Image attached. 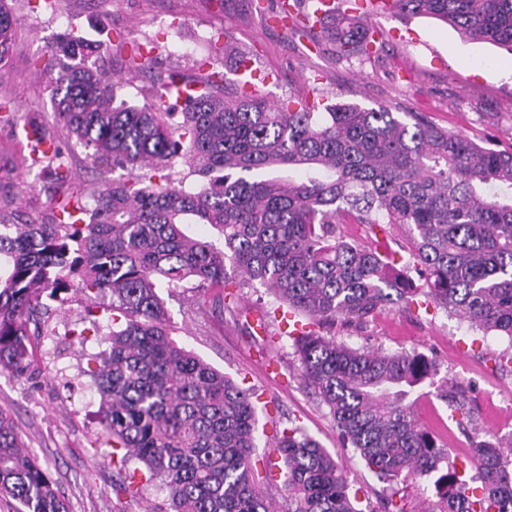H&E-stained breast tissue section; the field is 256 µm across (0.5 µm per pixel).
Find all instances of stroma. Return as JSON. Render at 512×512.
<instances>
[{
    "label": "stroma",
    "mask_w": 512,
    "mask_h": 512,
    "mask_svg": "<svg viewBox=\"0 0 512 512\" xmlns=\"http://www.w3.org/2000/svg\"><path fill=\"white\" fill-rule=\"evenodd\" d=\"M276 0H12L17 33L10 63L0 68V101H11L16 112L35 125L53 127L55 107L46 76L31 63L47 55L64 33L75 30L97 37L112 31V49L99 61L117 77V101L151 105L158 79L197 80L209 71L239 80L234 59L217 61L210 47L214 36L251 51L266 80L262 90L271 100L291 96L374 107L381 103L417 112L434 125L478 140L493 139L498 148L512 146V51L485 41L462 37L457 30L428 17L386 13L368 17L382 35L381 61L337 57L323 29L335 28L327 17L311 33L293 35L272 18ZM135 40L152 50L148 69L127 76L123 60ZM69 157V189H85L107 177L124 178L123 169L95 168L75 140L62 139ZM60 186L32 168L27 140L13 125L0 123V203L9 204L16 223L47 221ZM174 326L173 338L215 369L254 392L258 408L256 458L272 451L278 422L294 418L307 433L337 454L352 488L362 501L381 508L390 489L370 472L352 449L342 448L336 427L319 399L300 382L291 339L277 349L254 343L247 319L267 316L273 330L283 314L262 288L243 289L244 317L225 320L210 315L205 326L194 325L191 310L202 295L160 289ZM57 333L39 337L34 346L35 379L0 373V409L13 417L28 453L47 467L70 512H154L165 506L164 494L147 489L141 500L127 503L116 494V467L102 463L110 452L98 440L99 393L85 369L90 357L110 346L106 335L109 313L99 312L98 330L84 327L86 303L74 291L52 302ZM337 340L353 347H379L388 352L418 350L434 356L439 378L463 388L472 400L475 419L457 424L435 389L422 387L408 402L414 415L431 431L447 424L451 459L462 464L474 437L512 447V368L496 366L498 352L511 344L507 337L485 335L443 309L398 308L379 312L364 328L337 326Z\"/></svg>",
    "instance_id": "1"
}]
</instances>
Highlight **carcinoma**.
<instances>
[{
    "instance_id": "obj_1",
    "label": "carcinoma",
    "mask_w": 512,
    "mask_h": 512,
    "mask_svg": "<svg viewBox=\"0 0 512 512\" xmlns=\"http://www.w3.org/2000/svg\"><path fill=\"white\" fill-rule=\"evenodd\" d=\"M288 13L290 31L314 27L313 12ZM406 17L442 20L463 36L512 49V0H391ZM336 55L370 59L373 33L356 21L331 32ZM16 41L12 9L0 0V64ZM111 48L78 31L51 48L57 125L90 150L94 165L126 177L55 199L50 222L10 224L0 217V371L34 375L33 339L55 334L51 306L63 285L92 307L110 297V346L89 359L100 395V424L119 458L166 493L173 512H271L269 473L255 461L253 392L216 371L172 338L159 288L210 296L209 306L239 317L235 289L266 288L313 328L293 337L298 374L329 409L342 447L359 454L384 483L430 480V512H512V456L473 440L469 461L481 485L469 486L448 448L414 416L407 397L433 385L437 359L417 350L352 348L324 333L341 321L361 328L399 303L440 307L485 332L512 340V148L484 147L415 112L283 100L254 88L228 91L214 71L182 93L159 79L153 104H115L114 82L90 60ZM150 61L134 47L127 73ZM183 98V121L170 122L167 99ZM33 164L56 184L70 168L59 134L40 130ZM184 165L197 185L185 187ZM209 224L219 248L189 236ZM361 224L365 240L349 239ZM404 229V257L387 227ZM421 287L412 288L413 279ZM437 397L470 417L464 395L437 386ZM285 468L288 512H373L359 507L339 459L295 420L276 437ZM20 512H68L47 469L30 454L11 415L0 410V500Z\"/></svg>"
}]
</instances>
